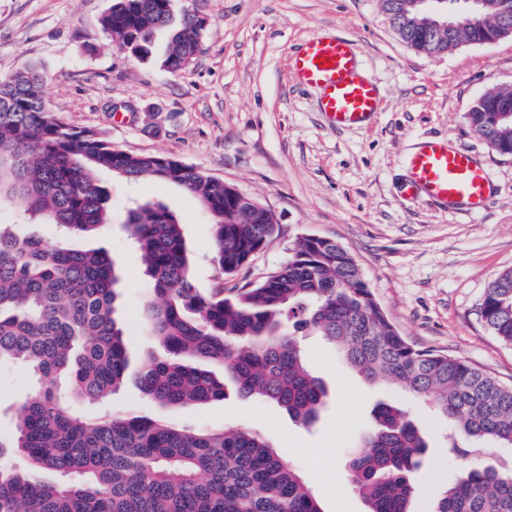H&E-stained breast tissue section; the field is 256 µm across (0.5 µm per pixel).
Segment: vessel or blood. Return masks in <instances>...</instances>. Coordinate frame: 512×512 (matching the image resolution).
<instances>
[{
  "label": "vessel or blood",
  "mask_w": 512,
  "mask_h": 512,
  "mask_svg": "<svg viewBox=\"0 0 512 512\" xmlns=\"http://www.w3.org/2000/svg\"><path fill=\"white\" fill-rule=\"evenodd\" d=\"M362 67L354 40L323 34L310 36L290 63L293 78L318 92L319 110L336 129L365 126L382 108V90ZM400 191L404 198L471 215L492 202L494 181L467 150L444 139H428L407 155Z\"/></svg>",
  "instance_id": "1"
}]
</instances>
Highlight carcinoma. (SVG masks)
<instances>
[{
	"instance_id": "carcinoma-1",
	"label": "carcinoma",
	"mask_w": 512,
	"mask_h": 512,
	"mask_svg": "<svg viewBox=\"0 0 512 512\" xmlns=\"http://www.w3.org/2000/svg\"><path fill=\"white\" fill-rule=\"evenodd\" d=\"M177 0H112L103 30L130 55L146 57L157 31L172 29L162 66L186 70L200 51L208 20ZM400 39L427 55L462 43L483 44L512 0H487L481 15L460 13L455 28L437 30L408 15L409 0H381ZM511 88L486 92L468 112L472 131L493 150L512 155V122L499 104ZM129 182L161 179L182 187L213 216L216 262L224 274L248 265L278 232L273 213L243 201L202 169L168 155H135L92 129L58 121L35 65L0 78V205L18 201L31 224L60 231L54 242L0 224V364L19 363L36 376L37 395L15 412L5 448L27 468L0 462V512H322L310 487L260 435L242 427L198 428L157 417L113 412L81 418L65 401L114 395L135 376L162 407L222 400L226 383L238 396L259 397L311 426L328 402L324 381L307 367L296 333L309 330L337 347L372 383L407 388L451 421L458 476L433 512H512V470L473 461L471 444L512 448V386L435 350L410 345L389 322L351 254L338 242L307 236L288 262L257 285L224 296L192 282L181 224L164 205L143 203L122 222L137 246L150 293L148 336L160 351L131 371L116 316L120 275L104 248L78 249L72 237L112 223V203L98 172ZM485 325L512 344V270L486 289ZM375 428L349 459L367 512H412L414 476L427 433L406 410L373 409ZM48 470L77 481L49 482Z\"/></svg>"
}]
</instances>
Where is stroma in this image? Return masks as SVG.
Here are the masks:
<instances>
[{
    "label": "stroma",
    "instance_id": "35a3bbf8",
    "mask_svg": "<svg viewBox=\"0 0 512 512\" xmlns=\"http://www.w3.org/2000/svg\"><path fill=\"white\" fill-rule=\"evenodd\" d=\"M206 15L203 51L183 72L162 67L169 33L158 32L150 58L129 56L101 26L110 0H0V76L29 65L46 77L50 108L62 123L100 132L133 154H166L235 185L269 208L280 227L249 265L222 275L213 261L211 216L175 184H130L99 175L111 193L114 226L93 238L121 267L120 318L132 357L152 341L142 331L149 297L144 268L120 224L132 201L166 205L183 226L191 275L202 292L225 295L258 283L284 265L301 237L333 239L354 257L364 280L401 336L512 384V345L479 315L484 292L512 269V156L494 152L470 129L467 114L487 91L512 87V37L462 44L434 56L418 53L390 27L380 0H178ZM325 31L356 40L363 66L383 91L372 125L336 130L325 123L311 89L289 70L295 48ZM448 139L490 170L494 203L469 216L402 200L405 155L426 137ZM301 347L309 369L326 383L329 403L312 427L277 405L227 392L189 409L164 408L134 382L113 409L165 416L201 426L238 425L263 436L293 465L322 512H366L347 467L351 448L374 425L373 409L394 402L426 428L431 445L416 475L413 512H431L455 478L449 421L436 417L404 387L370 385L320 337ZM30 372L0 367V437L10 438L16 403L32 393Z\"/></svg>",
    "mask_w": 512,
    "mask_h": 512
}]
</instances>
